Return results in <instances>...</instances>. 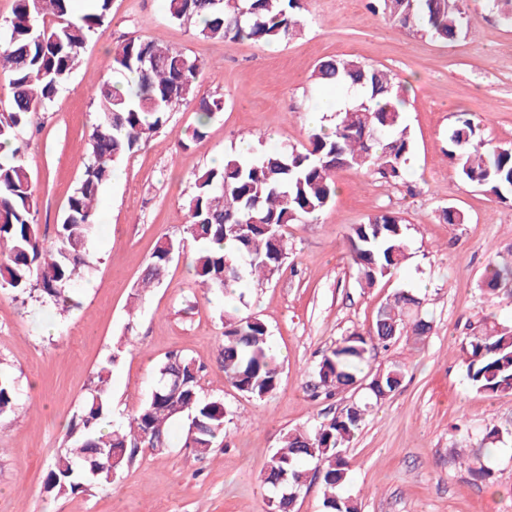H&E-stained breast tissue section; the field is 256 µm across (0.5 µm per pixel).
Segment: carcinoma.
<instances>
[{"mask_svg": "<svg viewBox=\"0 0 512 512\" xmlns=\"http://www.w3.org/2000/svg\"><path fill=\"white\" fill-rule=\"evenodd\" d=\"M73 0H15L12 16L0 21V77L7 81L8 108L0 112V141L11 143L30 126L35 112L48 108L76 68L88 42L108 16L111 0H94L92 9L72 17ZM171 21L196 25L199 35L226 43L250 40L271 44L300 32L305 19L301 0H166ZM370 10L402 28H419L449 43L465 34L463 0H370ZM113 68L135 78V88L123 93L122 82L103 80L93 90L97 112L86 147L82 177L69 197L55 237L42 234L34 214L35 181L16 152L0 156V288L35 294L66 312L78 306L75 282L91 266L88 242L97 226L100 187L114 168L139 147L144 135L161 128L182 103L199 100L197 119L188 139L206 134L224 109L220 97L199 96L201 64L162 40L130 38L113 57ZM316 84L334 86L354 102L336 110L332 128L314 130L308 145L280 148L255 159L224 157L223 165L197 175L186 204L183 233L198 244L190 266L198 283L209 291L232 286L262 288L288 259L285 227L306 224L322 212L336 193L335 173L343 168L368 169L388 181L403 178L412 151L404 120L403 89L391 74L350 59H328L313 72ZM448 160L459 178L483 187L499 200L512 199V148L490 147L480 124L461 118L448 131ZM356 281L373 288L391 276L408 258L407 225L393 212H380L357 224L347 236ZM183 240L160 239L143 271L148 288L159 283ZM484 291L492 300L512 295V260L494 261L484 276ZM424 300L399 289L382 303L369 334L341 338L322 356L313 391L332 396L366 383L368 397L343 408L310 429L293 430L271 456L264 474L276 512H294L297 498L313 473L324 488L327 512H358L357 504L339 493L347 479L343 449L362 429L366 417L389 399L407 373L404 362L383 369L368 368L367 347L388 348L398 336L421 339L431 327ZM466 378L478 392L512 394V324L485 315L461 342ZM110 358L96 374L70 425L64 451L46 478L56 494L77 493L90 485L108 486L126 454L169 447L171 427L182 417L197 430L186 437L200 454L216 446L233 412L219 398L201 393L191 358L172 353L158 367V380L148 399L124 424L111 425ZM217 363L240 392L255 398L277 387L279 366L269 342V330L256 316L224 309V333ZM14 379L0 369V417L15 413ZM504 435L493 428L483 446L463 455L450 449V460L464 459L474 480L491 472L484 457L498 451Z\"/></svg>", "mask_w": 512, "mask_h": 512, "instance_id": "1", "label": "carcinoma"}]
</instances>
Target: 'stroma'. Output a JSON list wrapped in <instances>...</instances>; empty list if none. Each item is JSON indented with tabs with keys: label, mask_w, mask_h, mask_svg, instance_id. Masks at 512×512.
<instances>
[{
	"label": "stroma",
	"mask_w": 512,
	"mask_h": 512,
	"mask_svg": "<svg viewBox=\"0 0 512 512\" xmlns=\"http://www.w3.org/2000/svg\"><path fill=\"white\" fill-rule=\"evenodd\" d=\"M302 3L304 32L261 45L204 38L173 23L164 0H112L102 33L47 110L34 115L38 133L14 141L34 174L35 218L50 238L84 171L96 116L92 91L115 79L112 57L125 39L157 37L184 49L203 64L201 95L224 99L206 137L186 149L179 142L196 122V105L175 107L121 164L120 178L101 188L93 269L79 284L77 308L63 313L0 289V366L19 394L16 414L0 420V512H265L263 473L283 436L331 418L362 395L351 387L330 400L311 397L322 354L341 337L367 333L380 304L399 288L424 296L433 329L421 342L403 336L388 349L368 350L372 368L403 361L408 372L346 448L347 493L360 512H512V395L472 389L460 351L488 308L512 321V297L490 306L483 294L488 261L512 255V202L462 181L446 155L448 130L464 113L491 145L512 148V23L484 0H466L468 33L448 44L372 14L367 0ZM330 58L387 69L404 88L412 139L405 181L337 171L328 207L312 222L288 226L289 258L272 282L240 297L207 292L189 266L197 245L182 236L195 175L236 153L249 136L273 149L306 145L308 112L335 101L311 79ZM448 206L462 211L465 223H444ZM382 211L407 224L411 257L390 279L363 289L346 237ZM164 235L183 238V252L159 285L140 289ZM228 302L261 318L270 332L280 375L264 399L235 389L216 361ZM115 352L114 420L146 401L158 364L179 352L195 361L204 395L234 411L224 441L197 454L185 444L183 421L169 448L138 449L108 489L50 493L46 476L65 447L67 426ZM492 427L505 432V444L486 461L491 478L471 480L448 451L479 447Z\"/></svg>",
	"instance_id": "35a3bbf8"
}]
</instances>
